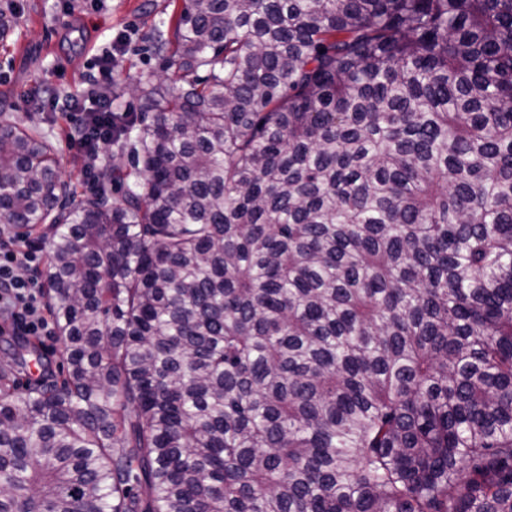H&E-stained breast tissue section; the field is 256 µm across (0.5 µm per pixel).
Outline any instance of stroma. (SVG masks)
<instances>
[{
    "label": "stroma",
    "instance_id": "1",
    "mask_svg": "<svg viewBox=\"0 0 512 512\" xmlns=\"http://www.w3.org/2000/svg\"><path fill=\"white\" fill-rule=\"evenodd\" d=\"M183 0H0L11 9L16 26L0 39V116L20 126L40 124L62 160V177L82 194L89 184L82 164L67 142L65 115L44 105L39 91L49 81L61 92H79L100 58L113 52V108L138 111L134 92L140 77L160 76L164 61L155 48L158 33ZM131 38L129 46L113 50L118 34Z\"/></svg>",
    "mask_w": 512,
    "mask_h": 512
}]
</instances>
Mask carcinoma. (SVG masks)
Segmentation results:
<instances>
[{
    "instance_id": "cac0c4a2",
    "label": "carcinoma",
    "mask_w": 512,
    "mask_h": 512,
    "mask_svg": "<svg viewBox=\"0 0 512 512\" xmlns=\"http://www.w3.org/2000/svg\"><path fill=\"white\" fill-rule=\"evenodd\" d=\"M0 366V512H512V0H183Z\"/></svg>"
}]
</instances>
